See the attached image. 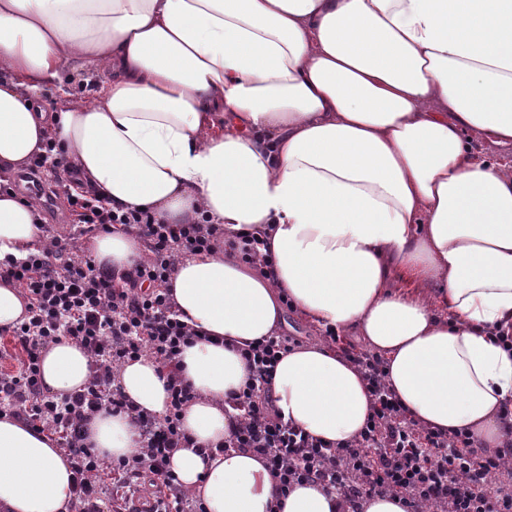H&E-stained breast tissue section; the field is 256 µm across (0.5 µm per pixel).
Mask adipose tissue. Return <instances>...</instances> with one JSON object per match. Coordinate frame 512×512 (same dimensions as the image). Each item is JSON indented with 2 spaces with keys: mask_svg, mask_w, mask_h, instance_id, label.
I'll return each mask as SVG.
<instances>
[{
  "mask_svg": "<svg viewBox=\"0 0 512 512\" xmlns=\"http://www.w3.org/2000/svg\"><path fill=\"white\" fill-rule=\"evenodd\" d=\"M108 72L72 102L64 70ZM55 88L49 109L40 95ZM512 144V0H0V259L39 243L16 173L56 143L88 189L168 224L200 217L225 236L262 231L274 277L221 248L177 262L168 286L204 340L184 348L193 440L169 467L205 512H339L303 483L275 510L262 459L196 446L229 435L224 402L251 371L241 342L278 332L284 307L355 337L421 425L500 448L512 403V163L472 153ZM124 232L89 241L96 262L134 266ZM49 392L84 387L68 339L43 355ZM123 394L164 417L149 358L123 364ZM269 394L285 421L331 443L369 414L357 370L321 343L288 351ZM89 447L133 455L123 415L101 414ZM71 467L46 434L0 415V508L74 512Z\"/></svg>",
  "mask_w": 512,
  "mask_h": 512,
  "instance_id": "ef3b65f1",
  "label": "adipose tissue"
}]
</instances>
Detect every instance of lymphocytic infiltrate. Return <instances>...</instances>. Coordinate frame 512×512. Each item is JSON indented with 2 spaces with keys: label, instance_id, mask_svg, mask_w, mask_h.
Listing matches in <instances>:
<instances>
[{
  "label": "lymphocytic infiltrate",
  "instance_id": "1",
  "mask_svg": "<svg viewBox=\"0 0 512 512\" xmlns=\"http://www.w3.org/2000/svg\"><path fill=\"white\" fill-rule=\"evenodd\" d=\"M28 170L37 181L46 172L53 176L50 195L64 198L69 228L44 225L35 252L0 260V280L16 286L25 301L22 322L0 329V360L12 362L0 367V415L55 440L71 465L80 512H132L122 491L144 478L163 512H204L168 468L171 454L191 445L181 415L194 394L178 364L197 332L180 319L167 282L178 258L219 246V227L167 224L134 207H109L90 192H72L75 177L57 155L35 157ZM119 226L137 231L149 250L146 260L123 272L96 263L84 246ZM64 336L87 353L90 378L83 389L57 395L43 387L41 362L44 350ZM317 338L351 363L369 390L370 413L359 434L333 445L276 414L262 387L297 343L281 333L240 350L254 380L227 402L234 426L225 447L260 456L281 489L306 482L336 491L341 512H359L364 497L388 494L402 496L406 512H512V437L490 452L465 434L419 425L389 389L382 356L331 328ZM141 357L153 359L167 378L164 418L136 410L116 383L122 365ZM102 412L131 418L136 454L110 459L88 447L87 426Z\"/></svg>",
  "mask_w": 512,
  "mask_h": 512
}]
</instances>
